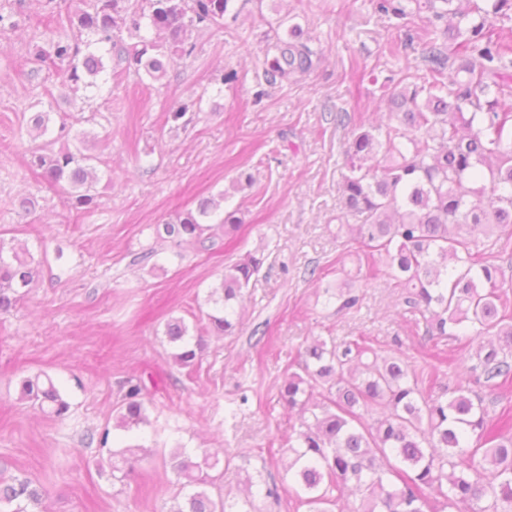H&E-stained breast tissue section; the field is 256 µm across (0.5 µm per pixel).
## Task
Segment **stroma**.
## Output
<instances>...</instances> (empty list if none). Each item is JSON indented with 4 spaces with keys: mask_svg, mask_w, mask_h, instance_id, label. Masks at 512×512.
<instances>
[{
    "mask_svg": "<svg viewBox=\"0 0 512 512\" xmlns=\"http://www.w3.org/2000/svg\"><path fill=\"white\" fill-rule=\"evenodd\" d=\"M76 0H0L18 26L0 30V238L45 256L41 274L16 309L0 314V475L28 480L48 512H167L176 490L164 459L177 448H223L233 461L224 489L238 493L264 472L278 499L257 497L258 512H302L288 491L282 438L291 431L279 387L298 371L314 336L369 337L378 353H405L420 377L455 389L457 364L471 363L479 338L433 342L424 320L385 276L360 274L357 308L323 305L335 282L336 237L346 149L360 115L386 112V95L426 72L407 44L419 19L378 14L371 0H235L237 20L189 27L190 56L153 81L113 62L80 130L97 136L104 165L98 206L75 215L60 188L28 166L27 121L56 112L77 122L57 70L30 48L70 34ZM300 26L316 52L313 73L256 98L255 76L268 36ZM405 43L400 57L390 42ZM203 97L179 122L177 103ZM251 184H237L239 174ZM223 195L239 231L205 244L156 242L155 225ZM36 197L23 213L18 202ZM156 264L140 261L149 247ZM267 259L244 291L234 335L206 338L191 370L174 365L162 334L180 317L196 324L206 289L246 252ZM325 280L311 279V271ZM44 372L72 404L65 421L20 400L22 377ZM150 392V419L134 477L113 480L109 449L120 445L114 408L127 382ZM108 434L109 448L88 434Z\"/></svg>",
    "mask_w": 512,
    "mask_h": 512,
    "instance_id": "stroma-1",
    "label": "stroma"
}]
</instances>
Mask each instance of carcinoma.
Masks as SVG:
<instances>
[{
    "mask_svg": "<svg viewBox=\"0 0 512 512\" xmlns=\"http://www.w3.org/2000/svg\"><path fill=\"white\" fill-rule=\"evenodd\" d=\"M235 0H81L69 17L71 36L35 48L39 59L60 66L62 86L92 106L93 92L107 75L105 58L118 49L120 61L154 81L191 54L186 33L193 23L224 26ZM376 12L424 23L419 48L429 78L413 89L392 91L385 128L355 125L347 148L348 173L341 186L339 224L362 246L359 264L389 277L405 292L404 302L425 322L431 339L486 336L474 374L493 391L512 381V314L501 299L496 243L478 249L476 235L489 240L512 225V40L493 22L508 16L512 0H372ZM130 43H125L122 32ZM314 51L296 25L275 34L264 49L267 85H286L314 69ZM485 101H480V97ZM51 113L36 112L33 139L50 130ZM72 150L33 149L28 164L52 186L67 188L71 211L97 206L100 180L96 137L83 132ZM224 194L200 200L195 209L158 224L156 237L202 244L214 229L237 230L233 212L221 213ZM264 254L248 252L228 267L204 296L208 327L231 336L234 302L259 273ZM41 261L26 248L0 240V314L21 303L38 280ZM336 312L355 308L351 280L329 284ZM163 334L175 364L194 366L206 349L199 327L171 318ZM302 373H290L280 398L297 410L299 430L282 453L288 455L290 490L307 512H344L343 488L362 492L356 512H512V416L489 420L485 400L458 387L453 395L422 386L403 355L379 356L369 338L343 344L313 338L300 352ZM20 399L45 416L63 420L71 404L55 381L37 374L21 381ZM146 388L128 385L118 402L115 428L123 433L148 424ZM381 410L378 418L363 413ZM139 444L128 443L110 457V475L126 479L140 461ZM229 457L182 447L169 465L179 483L168 512H256L258 487L279 498L262 472L247 478V495L229 503L212 490L224 478ZM337 492L332 498L330 494ZM39 492L26 481H0V505L28 512Z\"/></svg>",
    "mask_w": 512,
    "mask_h": 512,
    "instance_id": "cac0c4a2",
    "label": "carcinoma"
}]
</instances>
